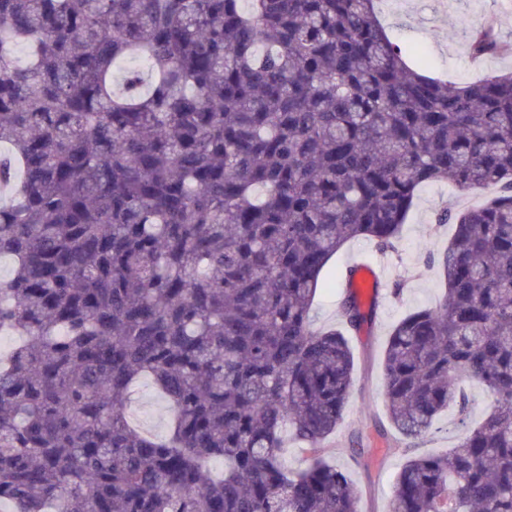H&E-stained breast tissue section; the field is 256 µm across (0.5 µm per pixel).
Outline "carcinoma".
<instances>
[{"mask_svg":"<svg viewBox=\"0 0 512 512\" xmlns=\"http://www.w3.org/2000/svg\"><path fill=\"white\" fill-rule=\"evenodd\" d=\"M0 0V512H361L325 458L353 386L310 311L330 260L394 248L418 189L444 211V296L395 324L388 512H512V71L427 73L377 0ZM468 54L512 52L493 26ZM345 328L374 318L346 288ZM171 407L159 439L129 392ZM493 410L465 419L462 382ZM307 466L282 462L284 434ZM131 422L153 435L164 437L168 433L170 412L148 380H141L135 387L131 403ZM461 434L458 415L455 409L443 412L431 431L413 443L412 453L416 455H436L454 447Z\"/></svg>","mask_w":512,"mask_h":512,"instance_id":"carcinoma-1","label":"carcinoma"}]
</instances>
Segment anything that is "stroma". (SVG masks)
<instances>
[{"label": "stroma", "instance_id": "1", "mask_svg": "<svg viewBox=\"0 0 512 512\" xmlns=\"http://www.w3.org/2000/svg\"><path fill=\"white\" fill-rule=\"evenodd\" d=\"M379 10L390 36L419 46L432 71L466 82L512 68V55L480 67L472 65L465 35L466 25L490 22L504 40L512 42V0H380ZM485 198L481 188L463 191L444 183L422 187L394 249L382 253L369 240L351 241L334 257L328 283L315 300V327H340L346 264L362 253L385 267L387 287L377 298L375 320L348 335L355 358L353 390L336 433L328 441L327 458L357 488L362 512H385L404 460L399 437L389 430L386 420L382 357L389 332L407 313L435 306L442 295L439 272L426 262L428 254L447 248L453 234L452 225H437L438 214L480 204ZM130 412L135 426L159 437L167 435L170 414L150 381L136 386ZM460 434L456 410L445 411L431 431L414 442L412 451L417 455L445 453L458 443ZM357 435L372 449L371 463H363L355 454L352 440Z\"/></svg>", "mask_w": 512, "mask_h": 512}]
</instances>
